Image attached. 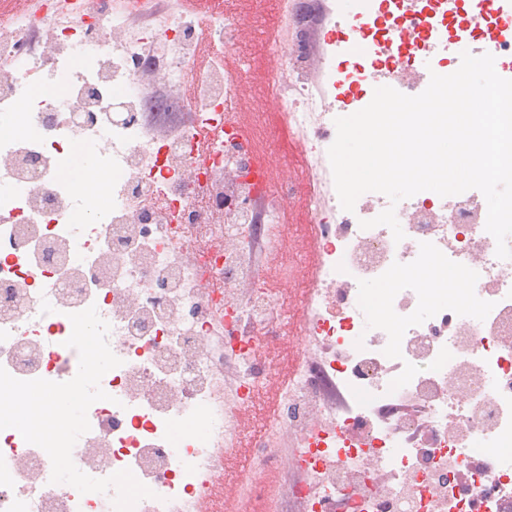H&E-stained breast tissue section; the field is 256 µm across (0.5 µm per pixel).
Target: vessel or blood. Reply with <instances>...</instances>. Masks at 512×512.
<instances>
[{
  "mask_svg": "<svg viewBox=\"0 0 512 512\" xmlns=\"http://www.w3.org/2000/svg\"><path fill=\"white\" fill-rule=\"evenodd\" d=\"M335 3L336 38L323 40L318 65L325 69L331 87L336 88L337 109L356 112L367 106L364 98L348 96L346 86L362 81L369 67L373 42L366 36L384 11L399 9L413 15L423 30H430L434 14L454 20L450 40L454 54L469 51L480 55L492 48L512 44V0H331ZM482 23L481 36L472 26Z\"/></svg>",
  "mask_w": 512,
  "mask_h": 512,
  "instance_id": "1",
  "label": "vessel or blood"
}]
</instances>
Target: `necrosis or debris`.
Here are the masks:
<instances>
[{
    "mask_svg": "<svg viewBox=\"0 0 512 512\" xmlns=\"http://www.w3.org/2000/svg\"><path fill=\"white\" fill-rule=\"evenodd\" d=\"M81 28L60 27L57 0L30 19L0 14V367L20 380H70L78 358L69 316L96 307L119 367L101 379L108 400L88 410L78 469H128L154 495L134 512H223L224 453L242 436L239 406L219 395L233 357L241 402L273 375L261 359L288 301L249 251L282 244L274 200L301 193L277 157L260 161L224 110L241 73L215 68L181 95L194 66L184 15L124 38L128 16L84 0ZM397 27L404 46L386 42ZM374 70L411 78L428 47L403 14L373 32ZM292 82L269 105L279 150L301 138L313 187L308 222L319 265L297 300L301 367L276 425L301 440L293 464L315 473L291 494L305 512H502L512 500V259L496 255L487 210L470 191H423L391 204L380 193L344 211L327 151L336 113L313 87L314 35L295 25L277 49ZM38 75L47 96L32 97ZM214 137L199 150L196 132ZM112 174L108 205L78 195L58 163L78 146ZM85 221L76 222L74 197ZM157 204L141 205L144 197ZM395 207L405 234L360 223ZM464 290L433 301L417 270L431 259ZM196 431L173 437L180 422ZM466 470V481L454 480ZM52 464L13 428L0 430V512H110L113 492L51 483Z\"/></svg>",
    "mask_w": 512,
    "mask_h": 512,
    "instance_id": "necrosis-or-debris-1",
    "label": "necrosis or debris"
}]
</instances>
